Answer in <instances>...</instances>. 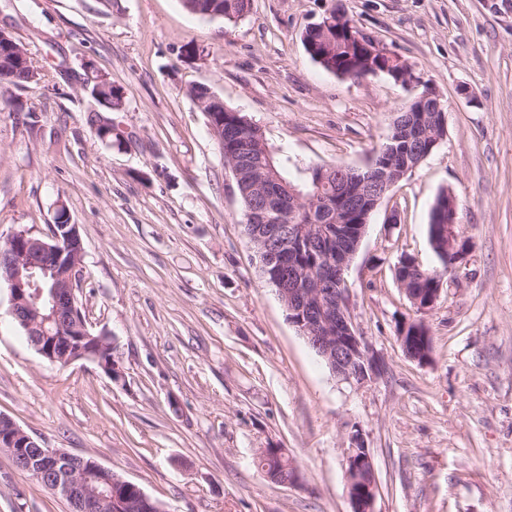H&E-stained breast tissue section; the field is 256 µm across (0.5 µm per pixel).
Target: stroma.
<instances>
[{
	"instance_id": "stroma-1",
	"label": "stroma",
	"mask_w": 512,
	"mask_h": 512,
	"mask_svg": "<svg viewBox=\"0 0 512 512\" xmlns=\"http://www.w3.org/2000/svg\"><path fill=\"white\" fill-rule=\"evenodd\" d=\"M335 9L446 105L442 144L382 199L347 273L378 368L362 384L331 372L260 278L223 152L187 94L206 86L250 117L293 181L310 165L366 166L411 91L312 60L303 34ZM0 27L41 77L0 96V239L47 237L66 208L84 248L78 304L111 334L121 370L42 359L1 282L0 414L43 447L96 458L165 512H352L355 434L375 512H512V0H252L231 21L180 0H0ZM87 61L125 95L110 144ZM444 188L472 248L420 315L396 267L439 266L429 215ZM417 318L424 363L398 340ZM263 448L284 449L292 482L261 474ZM0 512L67 506L0 451ZM354 442L357 445L349 449L345 463V477L353 507L352 512H375L374 503L378 487L372 459L368 449L364 447L357 435L354 437Z\"/></svg>"
}]
</instances>
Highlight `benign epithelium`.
<instances>
[{"instance_id": "1", "label": "benign epithelium", "mask_w": 512, "mask_h": 512, "mask_svg": "<svg viewBox=\"0 0 512 512\" xmlns=\"http://www.w3.org/2000/svg\"><path fill=\"white\" fill-rule=\"evenodd\" d=\"M348 38L354 43L356 58L347 67L336 70L337 75L358 79L379 72L417 89L408 103L417 112H432L439 126H445V105L412 67L390 56L357 27L335 14H330L313 25L304 34L309 52L327 63L336 54V42ZM238 116L235 111L207 113L209 125L219 144H224V125ZM386 160L357 168L342 176L344 186L363 196L367 210H372L384 198L395 182L410 168L400 166L383 148ZM279 191L264 184L252 195L245 209V224L249 225L246 238L256 252L277 262L272 272L288 313L299 314L291 319L316 353L324 358L332 372L344 379L362 383L374 373L368 347L355 329L348 311V295L343 286L350 265L351 253L336 254L312 268H302L295 262L299 245L309 242L325 222H335L343 212V197L336 195H299L292 210L318 213L317 224H286L289 209L279 203ZM448 223L441 225V254L459 267L469 250L457 247L460 235L456 231L457 203L448 193ZM48 238H38L21 230L6 239L0 247V280L10 290L11 315L23 328L35 351L53 365L68 366L76 361L95 363L105 374L120 376L112 357V342L108 334H90L85 322H73L69 312L75 310L74 294L76 271L83 262V245L79 225L71 222L69 214H55ZM414 307L425 314L436 304L440 289L423 296L407 288ZM357 447L349 449L345 463V477L353 512H374L377 482L370 453L354 439ZM0 450L11 457L14 466L47 484L63 498L72 502L74 512H121L125 508L142 505L144 510L161 512L142 489L112 472L94 458L69 453L58 448H43L12 419L0 414ZM97 471L108 475L109 483L127 485L137 492L135 501L112 498L91 485L85 475Z\"/></svg>"}]
</instances>
